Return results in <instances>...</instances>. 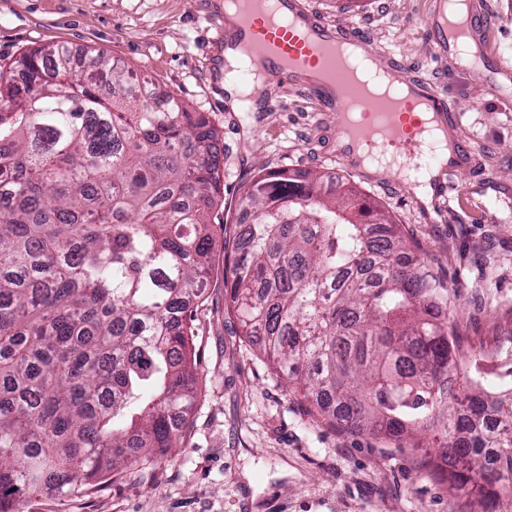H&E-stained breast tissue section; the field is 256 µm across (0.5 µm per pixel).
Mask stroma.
I'll return each instance as SVG.
<instances>
[{
	"mask_svg": "<svg viewBox=\"0 0 512 512\" xmlns=\"http://www.w3.org/2000/svg\"><path fill=\"white\" fill-rule=\"evenodd\" d=\"M341 31H360L384 56L448 98L461 164L440 170L458 193L419 200L400 176H370L339 148L329 91L301 78L272 86L276 108L239 112L224 90V0H0V64L30 48L104 51L153 86L205 113L223 151L214 223L235 219L246 180L288 168L321 171L388 210L456 295L461 357L491 350L512 329V111L503 78L438 54L444 0H302ZM496 20L475 57L512 58V0H471ZM199 389L177 448L150 472L133 471L80 499L41 496L23 512H468L447 482L408 451L320 421L289 393L259 343L227 314L224 262L209 271L195 312Z\"/></svg>",
	"mask_w": 512,
	"mask_h": 512,
	"instance_id": "1",
	"label": "stroma"
}]
</instances>
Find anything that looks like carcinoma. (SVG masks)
<instances>
[{
  "label": "carcinoma",
  "instance_id": "carcinoma-1",
  "mask_svg": "<svg viewBox=\"0 0 512 512\" xmlns=\"http://www.w3.org/2000/svg\"><path fill=\"white\" fill-rule=\"evenodd\" d=\"M220 171L201 113L98 50L33 48L0 71V512L87 496L174 447L217 230L228 311L314 414L428 449L449 490L503 512L512 335L494 376L479 354L461 370L455 295L380 207L281 169L246 182L241 234L212 224Z\"/></svg>",
  "mask_w": 512,
  "mask_h": 512
}]
</instances>
